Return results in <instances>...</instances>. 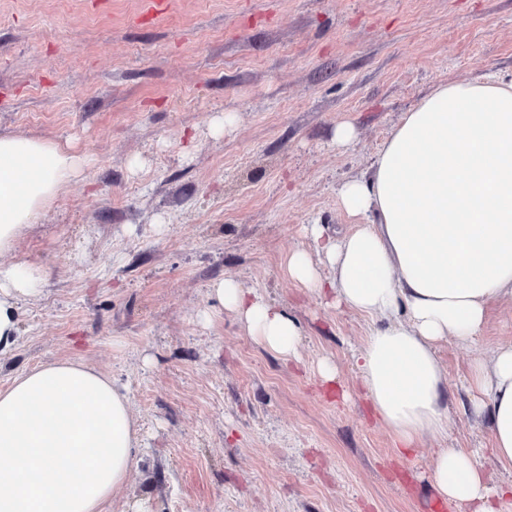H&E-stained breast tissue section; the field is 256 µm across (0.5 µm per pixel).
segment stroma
<instances>
[{
    "label": "stroma",
    "instance_id": "stroma-1",
    "mask_svg": "<svg viewBox=\"0 0 512 512\" xmlns=\"http://www.w3.org/2000/svg\"><path fill=\"white\" fill-rule=\"evenodd\" d=\"M476 77L512 78V0H0V134L90 159L0 258L50 273L0 387L77 360L128 395L138 450L106 512H434L443 448L512 478L465 389L512 341L511 298L476 343L439 344L448 433L401 456L355 362L373 321L284 271L309 225L351 229L337 190L404 112ZM344 122L357 139L339 148ZM225 277L297 321L298 358L215 306Z\"/></svg>",
    "mask_w": 512,
    "mask_h": 512
}]
</instances>
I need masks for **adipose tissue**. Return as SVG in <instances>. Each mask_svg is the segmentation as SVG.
Masks as SVG:
<instances>
[{"label":"adipose tissue","instance_id":"ef3b65f1","mask_svg":"<svg viewBox=\"0 0 512 512\" xmlns=\"http://www.w3.org/2000/svg\"><path fill=\"white\" fill-rule=\"evenodd\" d=\"M88 162L65 145L0 135V255ZM337 197L353 230L334 238L312 225L315 252H289L285 272L373 320L357 357L361 385L405 455L448 429L439 343L475 342L489 304L512 297V81L438 85L370 174L343 182ZM45 281L29 262H0V354L16 345L20 305L40 299ZM209 294L266 350L297 357L300 328L283 310L231 277ZM468 385L498 462L512 469V343L475 359ZM135 445L129 399L107 375L72 360L20 374L0 389V512H105ZM430 479L458 512H498L512 496V483L489 484L472 450L441 449Z\"/></svg>","mask_w":512,"mask_h":512}]
</instances>
